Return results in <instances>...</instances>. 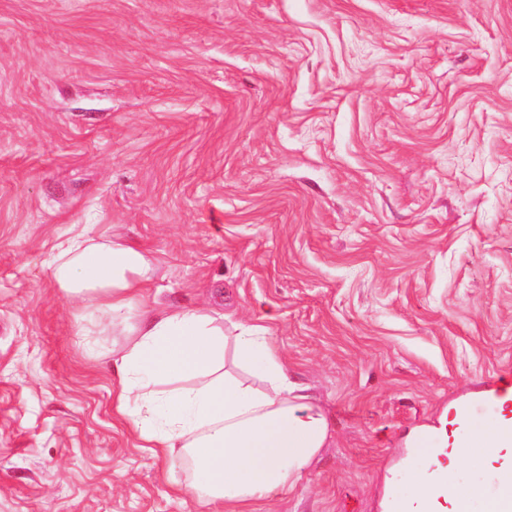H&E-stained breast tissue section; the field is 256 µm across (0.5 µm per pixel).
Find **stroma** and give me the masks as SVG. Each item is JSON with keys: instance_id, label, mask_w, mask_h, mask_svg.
Listing matches in <instances>:
<instances>
[{"instance_id": "35a3bbf8", "label": "stroma", "mask_w": 512, "mask_h": 512, "mask_svg": "<svg viewBox=\"0 0 512 512\" xmlns=\"http://www.w3.org/2000/svg\"><path fill=\"white\" fill-rule=\"evenodd\" d=\"M268 327L333 439L254 512H381L403 436L512 377V0H0V512H199L44 263Z\"/></svg>"}]
</instances>
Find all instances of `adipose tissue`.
I'll use <instances>...</instances> for the list:
<instances>
[{"label": "adipose tissue", "mask_w": 512, "mask_h": 512, "mask_svg": "<svg viewBox=\"0 0 512 512\" xmlns=\"http://www.w3.org/2000/svg\"><path fill=\"white\" fill-rule=\"evenodd\" d=\"M155 261L129 242L79 232L49 262L56 294L79 310L106 315L121 342L112 349V413L170 462L168 481L205 505L249 512L302 482L330 431L319 403L295 382L269 328L213 316L198 306L153 308L145 297ZM499 427L484 434L486 485L498 472L499 428L512 424V380L493 393ZM464 407L448 408L452 431L423 445L428 462L446 448L456 471L468 448L456 429Z\"/></svg>", "instance_id": "adipose-tissue-1"}]
</instances>
